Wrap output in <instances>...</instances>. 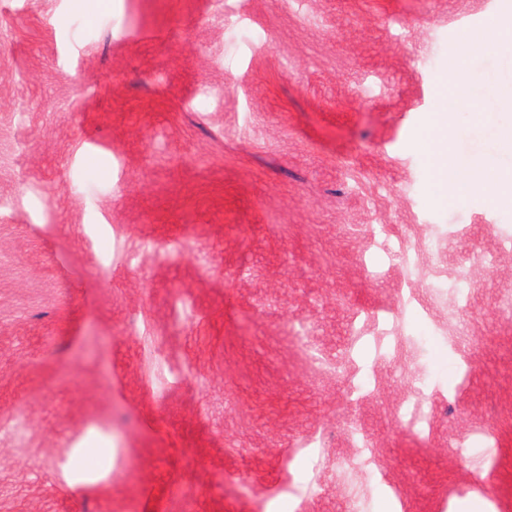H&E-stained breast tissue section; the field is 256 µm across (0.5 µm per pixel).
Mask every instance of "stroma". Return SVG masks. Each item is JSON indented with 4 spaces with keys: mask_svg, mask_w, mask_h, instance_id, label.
<instances>
[{
    "mask_svg": "<svg viewBox=\"0 0 512 512\" xmlns=\"http://www.w3.org/2000/svg\"><path fill=\"white\" fill-rule=\"evenodd\" d=\"M505 7L0 0V512H512ZM506 25L507 23L504 20L492 18L486 28L469 41L470 53L472 55L481 54L491 45H497L501 51L510 53L512 50V34L510 28V38L503 37V30ZM428 154L431 165L439 177L440 187L451 197H461L472 190H487L493 182V175L486 164L473 163L459 166L448 148L435 141H418Z\"/></svg>",
    "mask_w": 512,
    "mask_h": 512,
    "instance_id": "stroma-1",
    "label": "stroma"
}]
</instances>
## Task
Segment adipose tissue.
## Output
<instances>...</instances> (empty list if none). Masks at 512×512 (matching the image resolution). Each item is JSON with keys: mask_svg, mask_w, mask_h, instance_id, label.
Listing matches in <instances>:
<instances>
[{"mask_svg": "<svg viewBox=\"0 0 512 512\" xmlns=\"http://www.w3.org/2000/svg\"><path fill=\"white\" fill-rule=\"evenodd\" d=\"M420 146L428 154L431 165L439 177L441 188L449 196L459 197L472 190L489 189L493 175L486 164L458 165L447 148L433 141H421Z\"/></svg>", "mask_w": 512, "mask_h": 512, "instance_id": "adipose-tissue-1", "label": "adipose tissue"}]
</instances>
